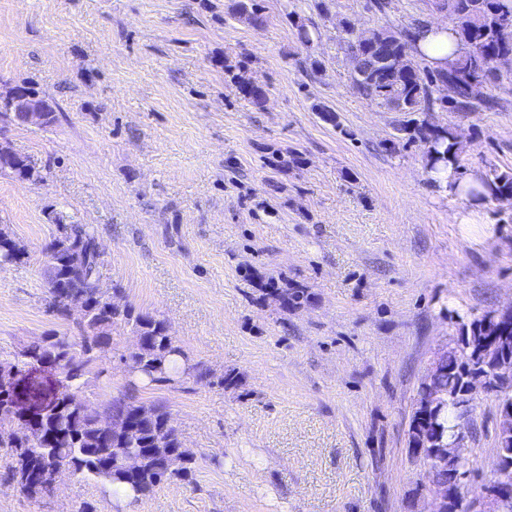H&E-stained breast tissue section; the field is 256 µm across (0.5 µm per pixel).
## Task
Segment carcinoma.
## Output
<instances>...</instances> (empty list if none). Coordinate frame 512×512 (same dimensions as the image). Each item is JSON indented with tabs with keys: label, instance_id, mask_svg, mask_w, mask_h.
<instances>
[{
	"label": "carcinoma",
	"instance_id": "carcinoma-1",
	"mask_svg": "<svg viewBox=\"0 0 512 512\" xmlns=\"http://www.w3.org/2000/svg\"><path fill=\"white\" fill-rule=\"evenodd\" d=\"M235 14L255 27L266 19L258 0H236ZM454 30L464 52L446 69L423 72L414 63L411 35L375 29L357 42L347 41L353 63V86L365 97L378 101L397 112H430L435 106L455 112H472L489 104L488 99L470 98L463 79L479 74L487 84L500 83L501 74L489 69L492 56H512V35L502 32V20L512 18V0H454ZM231 80L256 105L262 104L265 91L246 76V66H227ZM458 83L456 98L443 103L433 96V86L442 80ZM401 131L408 139L427 145V163L451 162L461 166V142L450 131H433L422 123L405 125ZM6 173L32 182L42 179L41 171L27 158ZM492 199L500 194L512 195V173L491 171L481 180ZM98 236L86 224H62L59 236L50 240L47 251L53 260L45 270L46 288L51 312L83 329L76 338L66 333L42 336L22 351L20 364L44 361L63 376L61 391L44 400L45 413L23 418L14 408L9 393L0 395V447L13 452L10 480L30 497L50 492L37 486L43 470L54 477L64 471L93 477L102 489L123 486L134 497H145L165 482H191L196 459L183 456L181 442L171 426L169 407L160 402L146 404L134 391L115 397L104 406L90 403L78 390L92 366L112 361V328L128 326L139 337L135 349L120 356L135 370L134 378L149 387H174L187 380L222 387L230 379L217 376L194 363L170 335L165 321L152 315L137 313L127 305L112 309L111 297L121 289H103L100 285L101 260L96 252ZM25 255L24 246L15 240L8 228H0V265L15 264ZM70 295L83 297L86 309L74 317L62 309L63 299ZM464 336L467 346L448 349L443 357L447 371L432 383L443 396L445 405L435 409L431 417L444 429L441 441L454 434L457 400L465 392L472 375L469 354L480 355L482 367L492 368L503 361V351L512 355V326L504 327L489 311L472 320ZM409 445L422 449L429 457L435 443L433 433L418 418H413L408 433ZM497 468L494 479L501 485H512V430L497 436ZM466 464L448 461L429 462L428 473L448 494L445 512H458L465 497L460 475Z\"/></svg>",
	"mask_w": 512,
	"mask_h": 512
}]
</instances>
